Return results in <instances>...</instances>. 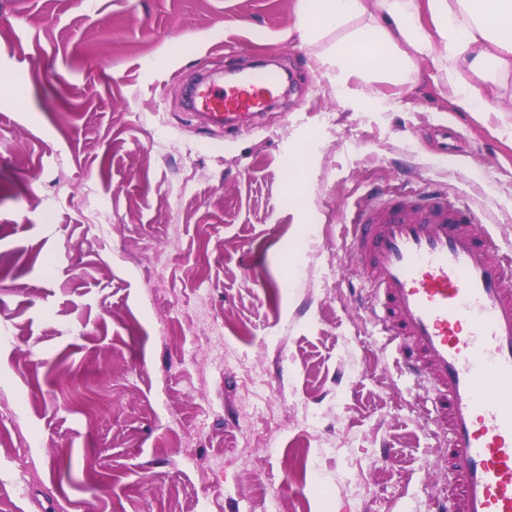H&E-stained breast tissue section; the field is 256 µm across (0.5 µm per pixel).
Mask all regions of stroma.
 I'll return each instance as SVG.
<instances>
[{
  "label": "stroma",
  "mask_w": 512,
  "mask_h": 512,
  "mask_svg": "<svg viewBox=\"0 0 512 512\" xmlns=\"http://www.w3.org/2000/svg\"><path fill=\"white\" fill-rule=\"evenodd\" d=\"M364 4L313 40L297 0H0V512H434L448 432L351 218L437 183L512 256V112L454 103L437 37L339 87L337 46L391 25ZM257 60L288 74L257 125L183 110L200 70Z\"/></svg>",
  "instance_id": "stroma-1"
}]
</instances>
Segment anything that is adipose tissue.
Wrapping results in <instances>:
<instances>
[{"mask_svg":"<svg viewBox=\"0 0 512 512\" xmlns=\"http://www.w3.org/2000/svg\"><path fill=\"white\" fill-rule=\"evenodd\" d=\"M392 27H365L336 50L341 74L364 75L378 69L400 74L415 58L430 55L433 36H440V61L455 97L473 112L490 111L482 88L466 82L464 73L482 75L487 68L512 70V0H427L433 31L417 19L414 0H379ZM363 0H298L297 19L307 33L334 30L364 12Z\"/></svg>","mask_w":512,"mask_h":512,"instance_id":"1","label":"adipose tissue"}]
</instances>
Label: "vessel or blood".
Masks as SVG:
<instances>
[{
  "mask_svg": "<svg viewBox=\"0 0 512 512\" xmlns=\"http://www.w3.org/2000/svg\"><path fill=\"white\" fill-rule=\"evenodd\" d=\"M265 66L219 84L202 75L186 105L218 128H240L282 94ZM355 206L352 248L373 291L376 325L397 344L405 373L426 381L450 438L452 475L441 512H512V274L471 207L441 190Z\"/></svg>",
  "mask_w": 512,
  "mask_h": 512,
  "instance_id": "1",
  "label": "vessel or blood"
}]
</instances>
